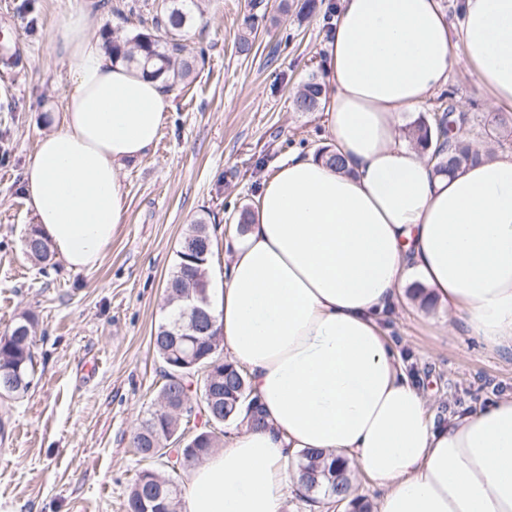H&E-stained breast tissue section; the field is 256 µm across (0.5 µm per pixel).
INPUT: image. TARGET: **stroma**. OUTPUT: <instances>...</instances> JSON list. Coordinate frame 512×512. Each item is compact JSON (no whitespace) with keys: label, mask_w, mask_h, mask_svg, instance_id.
<instances>
[{"label":"stroma","mask_w":512,"mask_h":512,"mask_svg":"<svg viewBox=\"0 0 512 512\" xmlns=\"http://www.w3.org/2000/svg\"><path fill=\"white\" fill-rule=\"evenodd\" d=\"M157 0H92L95 35L149 27ZM204 0L193 31L207 62L173 89L155 146L121 171L124 224L94 269H43L22 250L32 226L24 167L61 111L72 84L52 53L70 0H0V41L17 61L0 63V335L24 314L36 320V373L28 392L0 399V512H125L147 462L132 437L155 409L161 362L150 337L166 310L165 284L189 224L215 215L212 290L223 286L224 240L278 162L321 146L322 112L292 98L322 73L338 0ZM266 14L249 52H239L244 14ZM474 134L496 111L464 61L445 86ZM391 336L439 416L465 414L512 392V348L487 350L447 313L397 305Z\"/></svg>","instance_id":"stroma-1"}]
</instances>
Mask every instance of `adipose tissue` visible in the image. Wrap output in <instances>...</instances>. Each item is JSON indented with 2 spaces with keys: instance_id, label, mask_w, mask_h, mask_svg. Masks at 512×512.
I'll return each instance as SVG.
<instances>
[{
  "instance_id": "adipose-tissue-1",
  "label": "adipose tissue",
  "mask_w": 512,
  "mask_h": 512,
  "mask_svg": "<svg viewBox=\"0 0 512 512\" xmlns=\"http://www.w3.org/2000/svg\"><path fill=\"white\" fill-rule=\"evenodd\" d=\"M339 0L323 85L327 146L281 162L226 239L215 308L229 358L265 414L190 474L184 512H282L316 448L382 491L377 512H512V394L436 424L386 319L407 286L491 348L512 347V152L454 174L400 138L401 115L464 57L495 107H512V0ZM88 0L53 50L72 91L22 176L41 237L76 272L97 266L126 198L120 171L155 145L173 109L159 81L113 63Z\"/></svg>"
}]
</instances>
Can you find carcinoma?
<instances>
[{
    "label": "carcinoma",
    "instance_id": "1",
    "mask_svg": "<svg viewBox=\"0 0 512 512\" xmlns=\"http://www.w3.org/2000/svg\"><path fill=\"white\" fill-rule=\"evenodd\" d=\"M198 0H161L152 17V28L137 31L130 36L112 38V59L134 64L146 75L159 79L171 90L184 84L205 63V49L191 41L195 22L193 8ZM322 82L311 75L293 97L294 110L314 112L320 106ZM453 96H448L441 114L420 116L409 128L410 143L427 150L433 149L430 159L443 171L458 169L477 161L481 150L471 142L454 134L448 138L445 125L461 123L463 115L450 111ZM512 134L503 118L494 122L486 133L490 141L501 143ZM214 245V229L201 219L189 225L178 250L174 270L165 285L167 315L151 336L155 354L162 363L159 396L177 397L183 389V380L173 376L194 374L197 368L214 365L212 376L201 377V383L212 379L220 398L223 421L216 423L219 430L224 426L259 428L265 425L263 411L257 398L252 396L247 372L224 358L223 347H213L204 337L196 344L183 341L190 335L191 319L185 312L192 306H212L207 269ZM24 253L30 258L49 264L53 254L48 245L31 227L23 240ZM33 318L22 316L10 331L0 336V397L12 398L28 391L32 382L33 365ZM187 428V421L158 408L146 416L138 427L132 443L136 452L145 459L157 453L150 451L157 438L165 434L180 437ZM224 447L221 436L204 437L197 433L187 439L183 452L199 451L208 457L217 448ZM298 471L300 485L309 494V500L317 502L322 496L334 503H345L350 512H371L364 499L353 496L346 463L329 454L316 450H304L299 454ZM163 504L164 512H180L178 485L156 470H142L136 478L127 498V512H153L154 500Z\"/></svg>",
    "mask_w": 512,
    "mask_h": 512
}]
</instances>
